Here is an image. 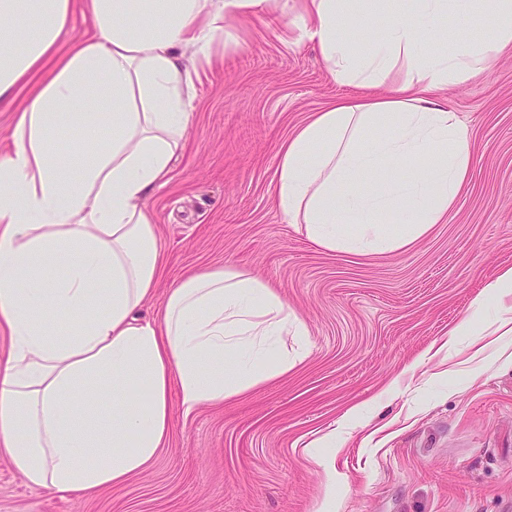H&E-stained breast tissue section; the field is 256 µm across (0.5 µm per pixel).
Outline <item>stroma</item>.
Segmentation results:
<instances>
[{"label": "stroma", "instance_id": "obj_1", "mask_svg": "<svg viewBox=\"0 0 512 512\" xmlns=\"http://www.w3.org/2000/svg\"><path fill=\"white\" fill-rule=\"evenodd\" d=\"M235 31L194 75L183 150L149 199L169 264L144 313L186 270L232 264L279 291L309 328L307 352L224 405L173 408L167 448L123 485L55 495L0 459V512H313L325 460L339 480L328 512H506L512 339L425 353L463 316L492 328L497 306L479 297L512 266V55L447 92L475 156L447 223L411 250L360 257L315 250L271 191L278 141L354 88L280 12Z\"/></svg>", "mask_w": 512, "mask_h": 512}]
</instances>
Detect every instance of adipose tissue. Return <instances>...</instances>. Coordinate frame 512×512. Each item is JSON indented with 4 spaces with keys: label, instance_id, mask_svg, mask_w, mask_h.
<instances>
[{
    "label": "adipose tissue",
    "instance_id": "ef3b65f1",
    "mask_svg": "<svg viewBox=\"0 0 512 512\" xmlns=\"http://www.w3.org/2000/svg\"><path fill=\"white\" fill-rule=\"evenodd\" d=\"M273 0H83L91 34L59 38L74 0H0V109H13L0 151V455L31 488L92 494L125 483L167 447L171 404L184 415L285 376L289 341L309 329L279 292L227 264L168 289L142 310L168 261L149 205L190 123L180 60H209L228 21L265 16ZM359 0L286 8L337 83L357 88L277 147L272 180L289 224L329 253L412 249L465 192L471 133L435 90L486 75L512 54V0H402L365 42L347 22ZM481 12L492 40L459 37L429 52L448 14ZM38 86L14 109L18 89ZM392 83L389 94H376ZM87 155L75 179L56 141ZM411 169L399 178L388 172ZM106 394L92 409L89 398Z\"/></svg>",
    "mask_w": 512,
    "mask_h": 512
}]
</instances>
